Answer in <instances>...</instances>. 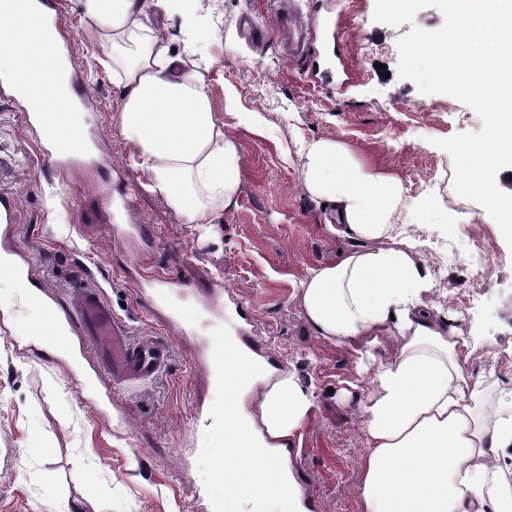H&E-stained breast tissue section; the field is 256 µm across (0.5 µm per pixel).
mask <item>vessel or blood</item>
I'll return each instance as SVG.
<instances>
[{
	"label": "vessel or blood",
	"mask_w": 512,
	"mask_h": 512,
	"mask_svg": "<svg viewBox=\"0 0 512 512\" xmlns=\"http://www.w3.org/2000/svg\"><path fill=\"white\" fill-rule=\"evenodd\" d=\"M14 6L35 14L41 26L58 27L61 4L59 0H14ZM244 26L260 39H274L289 59H307L313 49L310 25L302 15L299 0H279L271 24L246 17ZM25 74L0 76V103L19 104L30 129L43 139V153L59 169L67 167L77 150L64 144L51 131L50 116L43 104L30 93H24ZM18 222V209L12 193H0V233L11 234ZM14 272L32 287L31 301L47 312L51 333L57 334L62 352L67 356L74 373L80 376L82 388L88 395L106 402L115 410L119 421H126L127 409L115 397L116 385L126 382L144 383L156 378L169 365L171 348L166 338L156 336L147 340H131L128 326L118 317L97 288L74 289V301L64 310H57L54 297L41 286L36 266L21 257H11ZM232 353L245 366L253 364L258 355L256 345L247 336L225 341L213 331L200 339L196 363L206 373L216 390L224 388V355ZM234 412L215 405L198 413L202 428L215 429L235 420Z\"/></svg>",
	"instance_id": "vessel-or-blood-1"
}]
</instances>
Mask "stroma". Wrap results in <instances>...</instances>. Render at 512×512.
Segmentation results:
<instances>
[{"instance_id": "1", "label": "stroma", "mask_w": 512, "mask_h": 512, "mask_svg": "<svg viewBox=\"0 0 512 512\" xmlns=\"http://www.w3.org/2000/svg\"><path fill=\"white\" fill-rule=\"evenodd\" d=\"M194 7L207 34L201 48L212 63L214 108L241 153L238 201L214 223H187L142 190L115 119L120 91L99 64L105 51L81 22L80 0H61V17L74 35L94 159L57 170L22 114L0 105V191L16 196L20 215L14 235L0 236V251L27 255L58 306L83 280L103 288L133 338L164 336L173 349L157 379L117 389L129 421L111 426L86 402L66 360L45 348L41 316L11 300L0 311V512H94L101 501L110 512H193L195 485L234 498L231 484L208 479V457L194 452L202 435L194 414L221 397L194 365L197 342L171 319L167 289L140 299L143 274L180 282L203 300L220 291L250 308L261 347L315 395L292 442L299 488L310 492L312 512H360L364 420L337 392L351 382L369 389L371 376L357 374L351 353L317 336L296 300L308 272L352 242L329 231L301 187L303 139L345 142L401 179L414 202L407 233L434 283L429 304L473 343L467 373L493 395L512 391V249L481 205L456 194L452 159L435 145L480 132L483 122L457 99L421 93L397 73L399 39L415 26L438 29L442 13L426 7L412 23L393 26L374 21L375 0H303L314 51L294 62L273 43L254 53L237 29L247 13L270 22L274 0H195ZM339 12L346 84L325 33ZM242 112L251 122L239 120Z\"/></svg>"}]
</instances>
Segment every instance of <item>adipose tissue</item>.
<instances>
[{"label":"adipose tissue","mask_w":512,"mask_h":512,"mask_svg":"<svg viewBox=\"0 0 512 512\" xmlns=\"http://www.w3.org/2000/svg\"><path fill=\"white\" fill-rule=\"evenodd\" d=\"M94 40L121 89L117 117L145 188L190 224H208L236 203L241 188L239 145L215 111L198 44L203 30L192 0H81ZM179 15L186 40L175 49L150 23L153 9ZM9 43L0 71L37 63L38 91L57 99L68 79L50 49L53 35L0 0ZM301 184L323 204L332 231L353 240L337 261L312 269L298 304L318 336L344 345L358 369L371 372L359 400L367 448L357 488L361 512H512V484L498 464L512 447V394L490 403L484 381L462 366L469 339L438 323L424 298L433 289L402 218L412 203L398 176L358 158L344 142H301ZM225 358L224 404L240 412L260 438H294L314 406L311 391L289 370L253 364L236 377ZM231 428L213 433L207 456L226 460L225 478L252 472L267 489L251 505L284 504L304 512L293 479L248 453L229 455Z\"/></svg>","instance_id":"adipose-tissue-1"}]
</instances>
